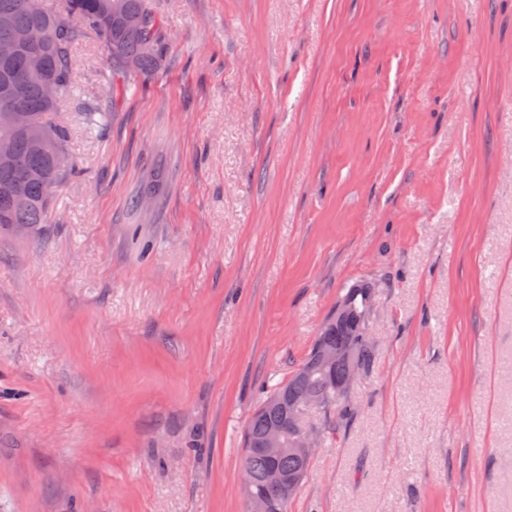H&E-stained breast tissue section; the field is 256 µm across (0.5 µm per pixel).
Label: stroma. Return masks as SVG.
I'll return each instance as SVG.
<instances>
[{
  "instance_id": "35a3bbf8",
  "label": "stroma",
  "mask_w": 512,
  "mask_h": 512,
  "mask_svg": "<svg viewBox=\"0 0 512 512\" xmlns=\"http://www.w3.org/2000/svg\"><path fill=\"white\" fill-rule=\"evenodd\" d=\"M152 6L120 97L76 44L75 172L0 232V512H249L252 411L359 287L288 512H512V0Z\"/></svg>"
}]
</instances>
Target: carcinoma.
<instances>
[{
    "mask_svg": "<svg viewBox=\"0 0 512 512\" xmlns=\"http://www.w3.org/2000/svg\"><path fill=\"white\" fill-rule=\"evenodd\" d=\"M18 31L37 34L40 41L20 50L9 59L0 58V87L12 83L18 94L11 101L0 98V140L12 148L8 162L0 161V228L22 224L36 229L45 223L56 188L67 177L68 132L51 122L68 99L74 81L73 47L88 34H95L104 52L112 59V96L120 93L119 79L126 76L125 66L133 61L137 72L148 74L159 65L166 41L160 16L149 0H62L57 11L40 7L26 8V0H0V44ZM38 52L57 86L54 98L45 95L39 78L27 71V58ZM24 112L28 121L49 129L57 145V155L42 151L15 122L12 107ZM26 180V196H14L10 188ZM370 289L350 288L342 297L331 319L314 340L307 356L288 378L277 384L254 410L244 433L243 468L248 496H278L266 481L271 468L296 480L283 501V512L306 477L309 459L285 450L269 458L256 450V442L270 426H282L284 436L293 440L310 428L305 421L304 404L317 401L315 409L331 416L344 407L350 389V371L368 370L373 361L372 337L368 336L367 312ZM342 350L346 357L332 364L322 362L323 348Z\"/></svg>",
    "mask_w": 512,
    "mask_h": 512,
    "instance_id": "1",
    "label": "carcinoma"
}]
</instances>
